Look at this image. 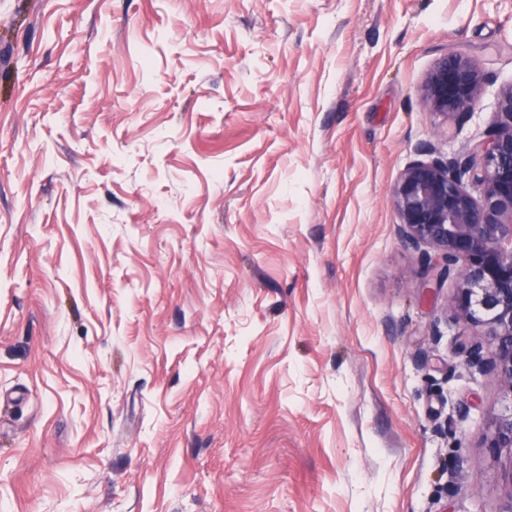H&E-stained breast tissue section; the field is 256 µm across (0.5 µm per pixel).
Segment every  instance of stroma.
I'll use <instances>...</instances> for the list:
<instances>
[{
	"mask_svg": "<svg viewBox=\"0 0 512 512\" xmlns=\"http://www.w3.org/2000/svg\"><path fill=\"white\" fill-rule=\"evenodd\" d=\"M509 88L512 0H0V512H506L390 190ZM482 91L478 67L465 55L452 53L440 59L424 89L429 112L463 114L473 112Z\"/></svg>",
	"mask_w": 512,
	"mask_h": 512,
	"instance_id": "stroma-1",
	"label": "stroma"
}]
</instances>
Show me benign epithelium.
Returning <instances> with one entry per match:
<instances>
[{"mask_svg": "<svg viewBox=\"0 0 512 512\" xmlns=\"http://www.w3.org/2000/svg\"><path fill=\"white\" fill-rule=\"evenodd\" d=\"M482 91L478 67L465 55L440 59L424 89L429 111L463 114L474 111ZM482 186L473 196L463 177ZM402 241L436 253L428 262V283L455 278L452 305L466 323L488 339L482 346L459 339L465 365L494 374L508 403L489 422L488 447L504 455L501 477L512 489V90L501 99L493 128L460 161H416L391 189Z\"/></svg>", "mask_w": 512, "mask_h": 512, "instance_id": "benign-epithelium-1", "label": "benign epithelium"}]
</instances>
